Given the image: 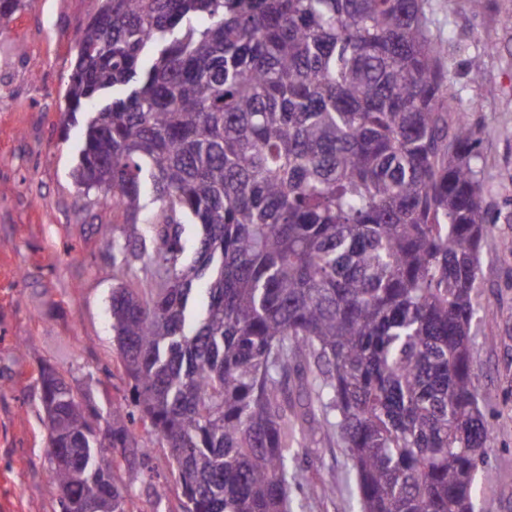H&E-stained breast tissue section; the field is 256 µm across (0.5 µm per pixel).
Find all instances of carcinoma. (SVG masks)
Returning <instances> with one entry per match:
<instances>
[{
	"label": "carcinoma",
	"mask_w": 512,
	"mask_h": 512,
	"mask_svg": "<svg viewBox=\"0 0 512 512\" xmlns=\"http://www.w3.org/2000/svg\"><path fill=\"white\" fill-rule=\"evenodd\" d=\"M75 50V183L150 236L105 243L139 416L39 373L61 512L109 491L128 512L91 436L123 450L138 421L189 512H289L318 416L360 512H475L491 429L471 329L494 219L423 0H100ZM292 371L298 404L279 390Z\"/></svg>",
	"instance_id": "cac0c4a2"
}]
</instances>
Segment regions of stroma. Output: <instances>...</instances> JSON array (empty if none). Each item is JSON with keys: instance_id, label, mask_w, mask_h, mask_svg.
Segmentation results:
<instances>
[{"instance_id": "obj_1", "label": "stroma", "mask_w": 512, "mask_h": 512, "mask_svg": "<svg viewBox=\"0 0 512 512\" xmlns=\"http://www.w3.org/2000/svg\"><path fill=\"white\" fill-rule=\"evenodd\" d=\"M99 0H33L0 23V512H58L47 474L39 368L50 364L88 389L100 412L129 400L110 315L117 284L103 243L146 225L109 224V201L72 179L83 120L64 115L74 37ZM441 42L450 112L476 130L483 198L496 222L479 253L472 368L491 428L473 486L477 512H512V0H425ZM480 58L484 81L469 63ZM120 479L131 512H178L180 486L166 449L143 425ZM296 464L321 497L291 489V512H359L345 448L315 434Z\"/></svg>"}]
</instances>
